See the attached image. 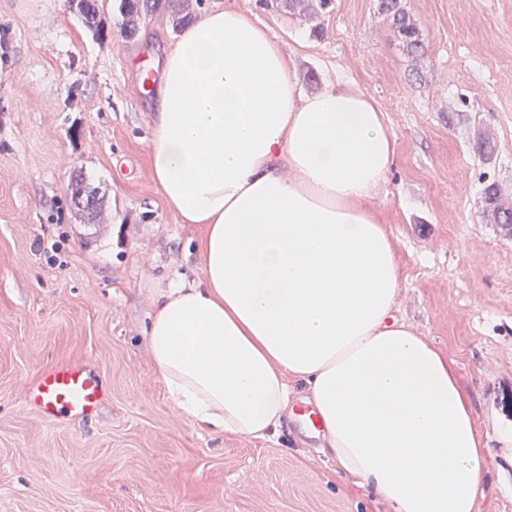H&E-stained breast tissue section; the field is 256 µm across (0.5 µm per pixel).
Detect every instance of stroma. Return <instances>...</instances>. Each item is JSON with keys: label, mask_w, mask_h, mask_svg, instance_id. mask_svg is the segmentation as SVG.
<instances>
[{"label": "stroma", "mask_w": 512, "mask_h": 512, "mask_svg": "<svg viewBox=\"0 0 512 512\" xmlns=\"http://www.w3.org/2000/svg\"><path fill=\"white\" fill-rule=\"evenodd\" d=\"M380 0H333L319 23L266 0H201L267 25L301 91L342 80L372 96L396 158L373 204L397 246L398 314L448 357L474 409L487 472L478 512H512V234L484 188L512 201V0H399L422 31L408 54ZM118 0L100 31L69 0H0V512H391L337 473L293 399L276 437L196 430L153 368L144 328L160 288L197 276L199 228L150 169L144 60L179 34L166 16L131 38ZM494 151L481 157L479 134ZM104 199L98 223L75 176ZM90 361L109 395L92 420L23 404L62 360ZM71 195L75 204L80 207V201L86 200V205L80 207L85 212L87 220L93 222L97 214L98 200L96 199V193L94 190H90L89 187L83 184V180L75 179L71 187ZM485 200L488 205L487 216L490 223L503 224L511 229L512 227V206L500 198V192L494 183L488 184L485 188Z\"/></svg>", "instance_id": "stroma-1"}]
</instances>
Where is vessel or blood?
I'll use <instances>...</instances> for the list:
<instances>
[{
	"label": "vessel or blood",
	"instance_id": "vessel-or-blood-1",
	"mask_svg": "<svg viewBox=\"0 0 512 512\" xmlns=\"http://www.w3.org/2000/svg\"><path fill=\"white\" fill-rule=\"evenodd\" d=\"M106 398L100 374L88 363L60 361L43 369L24 390L25 405L43 418H94Z\"/></svg>",
	"mask_w": 512,
	"mask_h": 512
}]
</instances>
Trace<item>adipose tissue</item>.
<instances>
[{
    "mask_svg": "<svg viewBox=\"0 0 512 512\" xmlns=\"http://www.w3.org/2000/svg\"><path fill=\"white\" fill-rule=\"evenodd\" d=\"M156 98L152 176L201 229L198 280L161 291L144 330L168 396L201 431L263 438L301 382L339 473L392 512H477L473 411L395 314L396 246L371 204L396 154L378 103L341 82L301 94L278 38L233 8L183 30Z\"/></svg>",
    "mask_w": 512,
    "mask_h": 512,
    "instance_id": "adipose-tissue-1",
    "label": "adipose tissue"
}]
</instances>
